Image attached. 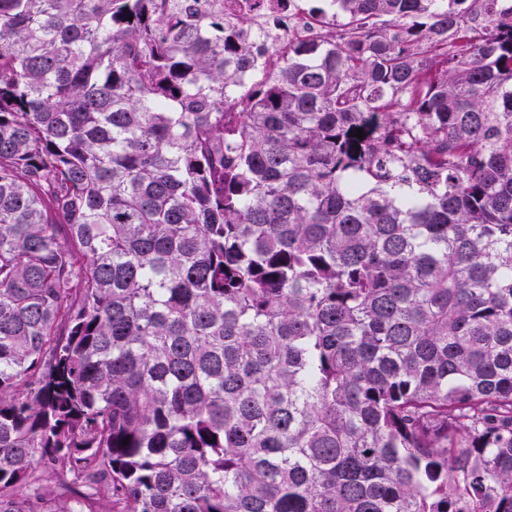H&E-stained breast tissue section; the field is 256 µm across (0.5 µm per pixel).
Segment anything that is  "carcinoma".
Wrapping results in <instances>:
<instances>
[{
  "label": "carcinoma",
  "instance_id": "cac0c4a2",
  "mask_svg": "<svg viewBox=\"0 0 512 512\" xmlns=\"http://www.w3.org/2000/svg\"><path fill=\"white\" fill-rule=\"evenodd\" d=\"M334 2L0 0V512H512V0ZM224 21L259 36L266 45L288 47V43L309 39L313 15L302 0H223Z\"/></svg>",
  "mask_w": 512,
  "mask_h": 512
}]
</instances>
